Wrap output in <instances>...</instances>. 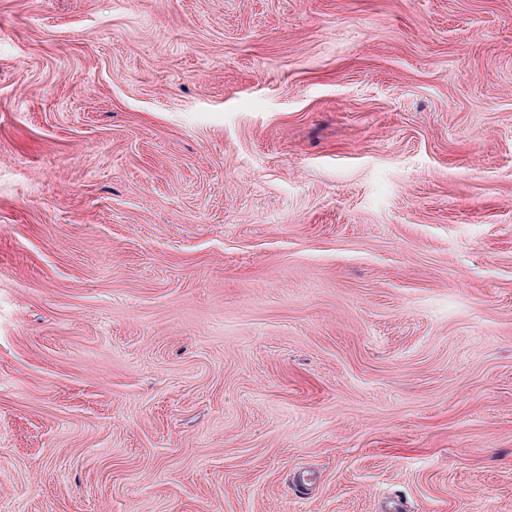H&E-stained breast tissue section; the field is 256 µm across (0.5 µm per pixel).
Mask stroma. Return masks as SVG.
<instances>
[{"mask_svg":"<svg viewBox=\"0 0 512 512\" xmlns=\"http://www.w3.org/2000/svg\"><path fill=\"white\" fill-rule=\"evenodd\" d=\"M397 502L512 512V0H0V512Z\"/></svg>","mask_w":512,"mask_h":512,"instance_id":"obj_1","label":"stroma"}]
</instances>
